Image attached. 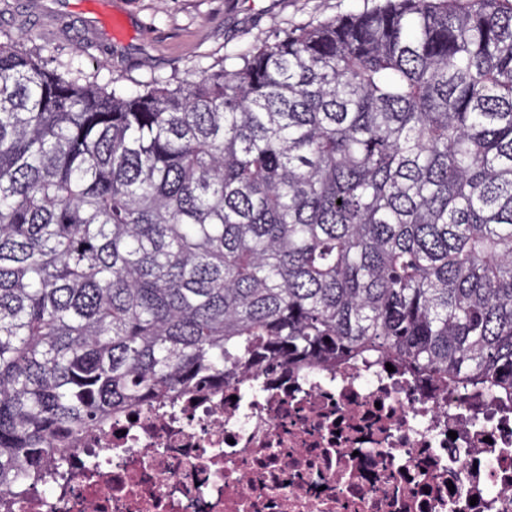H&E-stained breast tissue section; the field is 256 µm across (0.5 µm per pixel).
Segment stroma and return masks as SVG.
<instances>
[{
  "instance_id": "35a3bbf8",
  "label": "stroma",
  "mask_w": 512,
  "mask_h": 512,
  "mask_svg": "<svg viewBox=\"0 0 512 512\" xmlns=\"http://www.w3.org/2000/svg\"><path fill=\"white\" fill-rule=\"evenodd\" d=\"M377 0H0V36L51 65L128 91L196 79L277 29L358 12Z\"/></svg>"
}]
</instances>
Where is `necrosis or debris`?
Segmentation results:
<instances>
[{
    "label": "necrosis or debris",
    "instance_id": "necrosis-or-debris-1",
    "mask_svg": "<svg viewBox=\"0 0 512 512\" xmlns=\"http://www.w3.org/2000/svg\"><path fill=\"white\" fill-rule=\"evenodd\" d=\"M16 512H512V403L283 368L93 432Z\"/></svg>",
    "mask_w": 512,
    "mask_h": 512
}]
</instances>
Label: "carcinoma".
Masks as SVG:
<instances>
[{"instance_id":"obj_1","label":"carcinoma","mask_w":512,"mask_h":512,"mask_svg":"<svg viewBox=\"0 0 512 512\" xmlns=\"http://www.w3.org/2000/svg\"><path fill=\"white\" fill-rule=\"evenodd\" d=\"M134 93L0 41V512L283 364L512 398V4L381 0Z\"/></svg>"}]
</instances>
